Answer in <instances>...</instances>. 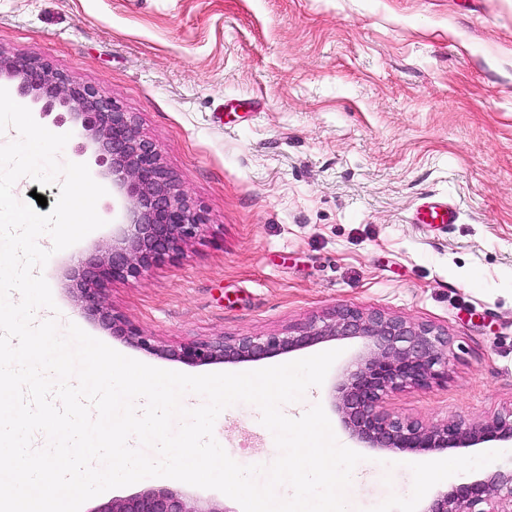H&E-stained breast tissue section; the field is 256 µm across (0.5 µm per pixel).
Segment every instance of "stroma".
Instances as JSON below:
<instances>
[{
	"instance_id": "stroma-1",
	"label": "stroma",
	"mask_w": 512,
	"mask_h": 512,
	"mask_svg": "<svg viewBox=\"0 0 512 512\" xmlns=\"http://www.w3.org/2000/svg\"><path fill=\"white\" fill-rule=\"evenodd\" d=\"M0 52L48 60L115 100L207 218L179 255L107 287L114 313L160 354L112 335L79 307L69 273L118 237L127 202L90 138L25 100L108 189L97 204L105 226L42 270L60 325L189 375L340 350L324 383L283 411L297 418L321 404L339 443L363 455L347 492L361 512L408 496L411 462L500 450L512 463L511 440L426 452L360 441L336 406L367 353L359 338L196 367L167 355L223 336H284L342 307L379 311L450 339L447 382L392 393L386 412L429 426L512 413V0H0ZM437 197L459 222L414 223ZM214 436L242 465L278 455L250 404L225 409ZM151 487L239 508L153 477L81 512Z\"/></svg>"
}]
</instances>
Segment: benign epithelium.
Masks as SVG:
<instances>
[{
	"label": "benign epithelium",
	"instance_id": "1",
	"mask_svg": "<svg viewBox=\"0 0 512 512\" xmlns=\"http://www.w3.org/2000/svg\"><path fill=\"white\" fill-rule=\"evenodd\" d=\"M17 80L16 92L58 112V123L81 127L96 146L95 162L112 175L128 199L121 235L70 278L82 309L112 335L150 354L165 353L186 365L259 360L328 338H360L369 356L342 385L344 422L372 447L400 451L472 447L512 440V413L490 423L451 420L427 426L382 410L386 396L407 387L428 388L448 378V336L430 323H411L378 311L346 307L318 324L286 336H244L192 342L166 352L105 302L106 286L140 276L174 256L206 223L161 163L156 146L141 137L128 113L91 85L77 84L35 57L0 52V78ZM92 512H229L190 500L170 488H148L99 505ZM421 512H512V467L489 471L439 493Z\"/></svg>",
	"mask_w": 512,
	"mask_h": 512
}]
</instances>
